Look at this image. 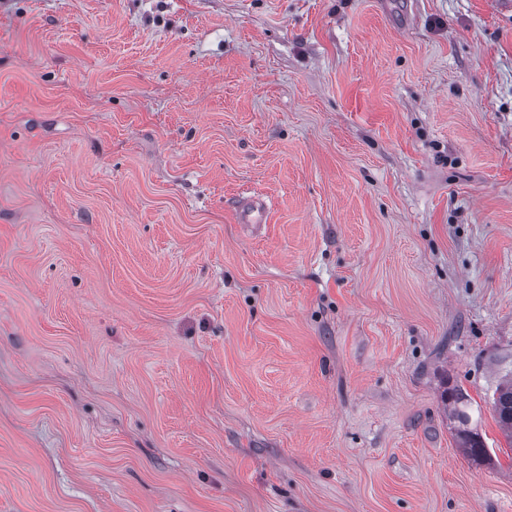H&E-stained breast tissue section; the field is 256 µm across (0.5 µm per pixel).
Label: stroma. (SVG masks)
<instances>
[{
	"instance_id": "obj_1",
	"label": "stroma",
	"mask_w": 512,
	"mask_h": 512,
	"mask_svg": "<svg viewBox=\"0 0 512 512\" xmlns=\"http://www.w3.org/2000/svg\"><path fill=\"white\" fill-rule=\"evenodd\" d=\"M509 376L502 0H0V512H512ZM492 410L512 446V377L506 378L493 396ZM441 398L448 416L459 423L456 436L464 454L472 461L490 464L492 457L483 436L478 432L477 425L475 428H468L471 421L467 412L468 395L458 387H446Z\"/></svg>"
}]
</instances>
